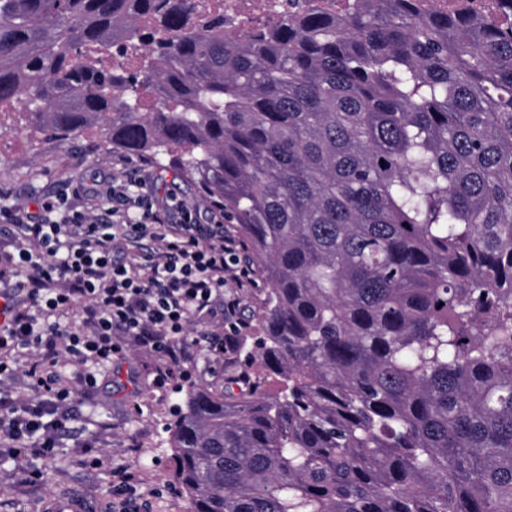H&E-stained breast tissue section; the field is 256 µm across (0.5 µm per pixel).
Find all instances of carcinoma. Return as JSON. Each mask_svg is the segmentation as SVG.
Wrapping results in <instances>:
<instances>
[{
  "instance_id": "cac0c4a2",
  "label": "carcinoma",
  "mask_w": 512,
  "mask_h": 512,
  "mask_svg": "<svg viewBox=\"0 0 512 512\" xmlns=\"http://www.w3.org/2000/svg\"><path fill=\"white\" fill-rule=\"evenodd\" d=\"M21 101L46 137L177 159L265 284L252 354L283 387L187 391L191 512H512L511 26L353 0L252 36L190 0H0Z\"/></svg>"
}]
</instances>
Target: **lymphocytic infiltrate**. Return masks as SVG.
I'll return each instance as SVG.
<instances>
[{"label":"lymphocytic infiltrate","mask_w":512,"mask_h":512,"mask_svg":"<svg viewBox=\"0 0 512 512\" xmlns=\"http://www.w3.org/2000/svg\"><path fill=\"white\" fill-rule=\"evenodd\" d=\"M77 192L111 199L108 215L70 211L46 196L40 214L0 209V375L24 369L28 397L0 388V449L14 461L54 454L66 430L70 385L63 367L111 364L128 347L155 354L158 385L180 370L188 348L223 356L241 324L227 282L254 285L242 246L198 208L161 204L99 182ZM219 313L223 329L188 335L189 323Z\"/></svg>","instance_id":"1"}]
</instances>
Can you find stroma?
Wrapping results in <instances>:
<instances>
[{
    "instance_id": "obj_1",
    "label": "stroma",
    "mask_w": 512,
    "mask_h": 512,
    "mask_svg": "<svg viewBox=\"0 0 512 512\" xmlns=\"http://www.w3.org/2000/svg\"><path fill=\"white\" fill-rule=\"evenodd\" d=\"M98 131L81 137L49 139L16 115L0 122V203H34L46 195L94 179L113 177L142 182L158 196L177 195L190 205H204L201 192L161 167L119 150H98ZM258 329L246 318L234 358L218 360L204 350L190 352L189 379L157 386L159 360L145 351H127L112 368L96 369V383H82L83 369L67 366L73 387L72 415L54 455L32 459L24 471L0 461V512H46L54 501L78 494L95 512H112V488L123 471L135 473L148 496L147 512H189L190 502L170 473L168 426L186 391L194 386L223 387L229 377L256 372L247 353Z\"/></svg>"
}]
</instances>
